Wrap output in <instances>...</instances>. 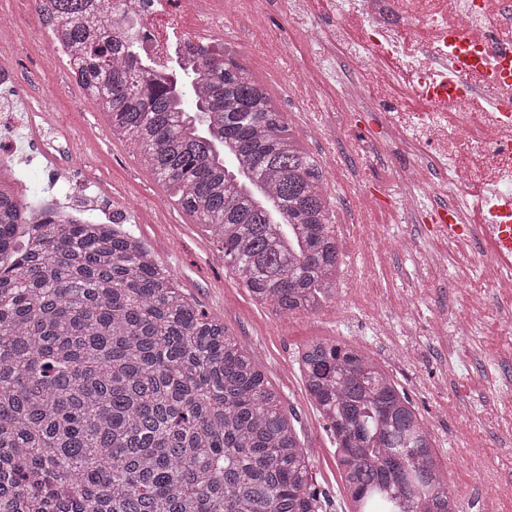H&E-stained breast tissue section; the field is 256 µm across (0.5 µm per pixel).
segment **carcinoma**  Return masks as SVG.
Listing matches in <instances>:
<instances>
[{"instance_id":"carcinoma-1","label":"carcinoma","mask_w":512,"mask_h":512,"mask_svg":"<svg viewBox=\"0 0 512 512\" xmlns=\"http://www.w3.org/2000/svg\"><path fill=\"white\" fill-rule=\"evenodd\" d=\"M50 0L81 86L112 132L209 229L272 311L336 298L341 259L321 169L234 57L165 81L134 43ZM0 192V512H324L295 427L250 355L125 224H39ZM336 440L351 512H459L430 432L373 358L335 340L296 353Z\"/></svg>"}]
</instances>
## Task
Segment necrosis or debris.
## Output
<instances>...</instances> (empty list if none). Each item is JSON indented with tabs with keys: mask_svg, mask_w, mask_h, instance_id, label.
<instances>
[{
	"mask_svg": "<svg viewBox=\"0 0 512 512\" xmlns=\"http://www.w3.org/2000/svg\"><path fill=\"white\" fill-rule=\"evenodd\" d=\"M250 0H98L102 20L137 42L156 70L172 57L224 48V15ZM307 0H293L290 24L315 35L326 57L349 62L356 99L381 113L403 158L395 189L400 209L424 210L431 199L453 203L465 216L448 237L449 248L469 259L488 225L511 224L512 77L497 73L503 48H512V0H340L336 25L319 29L299 17ZM470 39L461 45L460 36ZM16 71L0 65V186L35 202H52L56 222L77 221L85 208L64 204L75 194L83 135L59 141L53 123H37L17 91ZM34 127L19 145L20 123ZM67 161L53 162L56 147Z\"/></svg>",
	"mask_w": 512,
	"mask_h": 512,
	"instance_id": "necrosis-or-debris-1",
	"label": "necrosis or debris"
}]
</instances>
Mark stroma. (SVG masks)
Here are the masks:
<instances>
[{"label": "stroma", "mask_w": 512, "mask_h": 512, "mask_svg": "<svg viewBox=\"0 0 512 512\" xmlns=\"http://www.w3.org/2000/svg\"><path fill=\"white\" fill-rule=\"evenodd\" d=\"M263 27L232 13L224 25V48L253 74L280 108L301 150L317 164L342 161L329 176L328 193L343 273L336 298L317 312L283 316L252 299L244 284L213 259L215 246L199 224L171 198L170 190L142 167L133 140L103 138L91 116L95 102L68 82L63 63L40 68L46 44L31 23L28 0H0V11L24 17L21 29L0 41V58L19 75L30 106L67 87L54 111L82 127L93 146L81 175L97 214L125 215L155 260L170 269L201 309L223 320L247 347L279 393L308 457L312 482L327 497L326 512H344L348 498L336 467L333 438L306 399L294 353L316 339H335L378 361L413 399L434 440L439 461L464 512H512V332L491 305L495 290L476 262L448 252L417 216L404 215L385 193L394 175L395 146L382 133L379 113H353L347 125L324 138L307 128L306 107L285 78V66L261 53L259 41L282 43L287 64L304 69L321 85L315 111L339 119L348 104L344 79L325 83V62L313 39L288 28L278 0H255ZM412 296L413 311L402 300ZM470 321L472 333L456 344L433 334L430 323ZM483 452L473 460L470 451Z\"/></svg>", "instance_id": "35a3bbf8"}]
</instances>
